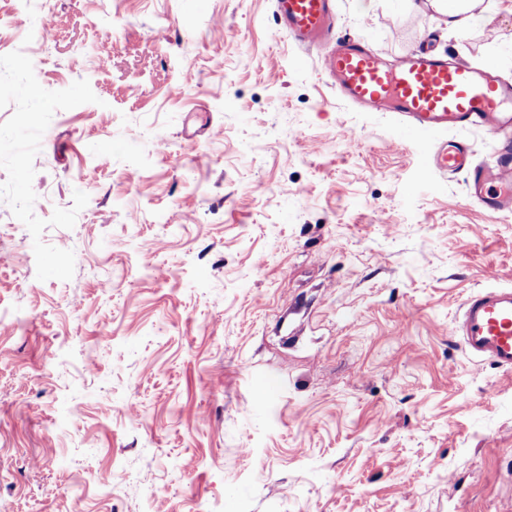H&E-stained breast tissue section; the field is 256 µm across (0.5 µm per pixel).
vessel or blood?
Here are the masks:
<instances>
[{
    "label": "vessel or blood",
    "mask_w": 512,
    "mask_h": 512,
    "mask_svg": "<svg viewBox=\"0 0 512 512\" xmlns=\"http://www.w3.org/2000/svg\"><path fill=\"white\" fill-rule=\"evenodd\" d=\"M278 32L316 52L337 93L368 112L400 113L426 151V167L439 173L468 172V193L482 208L512 213V81L494 68L440 54L421 35L417 49L384 61L365 39L340 34L335 0H274ZM476 129L494 145V165H477L463 139L441 132ZM478 363L512 371V288L489 287L470 294L448 326Z\"/></svg>",
    "instance_id": "b4317fda"
}]
</instances>
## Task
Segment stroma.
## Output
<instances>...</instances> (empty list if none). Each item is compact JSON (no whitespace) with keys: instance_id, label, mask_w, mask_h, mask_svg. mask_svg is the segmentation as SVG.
Here are the masks:
<instances>
[{"instance_id":"35a3bbf8","label":"stroma","mask_w":512,"mask_h":512,"mask_svg":"<svg viewBox=\"0 0 512 512\" xmlns=\"http://www.w3.org/2000/svg\"><path fill=\"white\" fill-rule=\"evenodd\" d=\"M43 10L47 41L0 0V512H506L512 371L448 324L512 287V215L341 98L272 0ZM336 10L383 59L432 27L512 80V0L460 31Z\"/></svg>"}]
</instances>
